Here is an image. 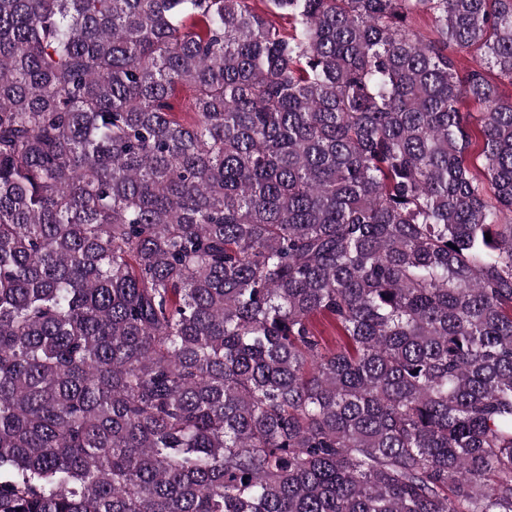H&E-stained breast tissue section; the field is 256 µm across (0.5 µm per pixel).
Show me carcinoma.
<instances>
[{"label": "carcinoma", "mask_w": 512, "mask_h": 512, "mask_svg": "<svg viewBox=\"0 0 512 512\" xmlns=\"http://www.w3.org/2000/svg\"><path fill=\"white\" fill-rule=\"evenodd\" d=\"M253 2L0 0V512H512V0Z\"/></svg>", "instance_id": "obj_1"}]
</instances>
